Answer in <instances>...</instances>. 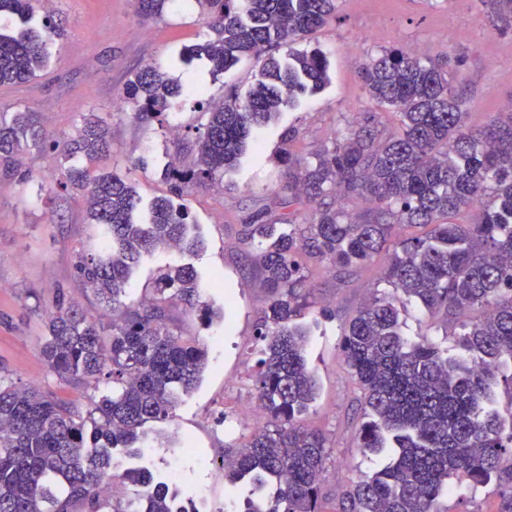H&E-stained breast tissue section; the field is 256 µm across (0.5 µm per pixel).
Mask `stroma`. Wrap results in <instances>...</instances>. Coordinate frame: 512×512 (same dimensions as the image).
Listing matches in <instances>:
<instances>
[{"label": "stroma", "instance_id": "stroma-1", "mask_svg": "<svg viewBox=\"0 0 512 512\" xmlns=\"http://www.w3.org/2000/svg\"><path fill=\"white\" fill-rule=\"evenodd\" d=\"M50 10L63 22L67 37L52 47L37 77L0 87V113L38 112L52 136L73 133L86 113L109 114L112 152L98 161V168L136 184L143 202L169 195L161 173L179 147L169 126L185 127L187 137H194L203 106L179 98L166 124L140 121L122 102L128 80L154 63L173 79L202 85L208 97L231 90L243 96L258 77V65L245 59L215 76L206 62H182V47L210 39L213 31L197 9L176 2L149 22L139 16L135 0H52ZM306 45L325 54L329 82L254 133L250 148L225 172L221 186L186 190L189 222L202 248L146 259L134 272L127 296L131 303L152 297L162 267L187 264L199 275L204 300L224 312L223 319L209 325L193 314L184 317V335L207 350L206 369L198 386L181 397L171 421L141 428L144 465L156 474L176 469L183 495L192 497L208 487L203 512H237L253 488L247 480L214 481L211 471L223 467L233 445L253 431L245 414L258 404L254 347L269 293L247 264V255L258 245L245 240L242 220L257 209L281 210L288 182V167L281 160L283 132L295 128L291 149L309 157L332 146L364 113H375L380 128L391 129L397 123L394 114L371 101L360 69L393 48L448 61L451 85L467 98L470 121L512 114L507 109L512 102V28L496 20L490 0H336L335 16ZM57 175L53 153L34 150L15 176L0 179V376L83 404L93 388L65 384L49 372L41 356L44 326L33 311L37 301L51 300L59 284L73 281L76 252L96 248L101 237L99 227L86 221L84 194L56 196ZM382 265V259H375L344 279L325 263L312 269L311 307L303 321L311 330L307 360L319 395L307 421L328 441L321 477L325 512H336L346 481L388 462L386 454L358 446L361 391L340 353L344 323L373 290L385 287ZM322 306L328 315L319 314ZM403 318L411 337L424 336L456 352L457 315L432 317L411 304ZM499 503L495 486L475 488L466 482L455 484L441 500L448 512H497Z\"/></svg>", "mask_w": 512, "mask_h": 512}]
</instances>
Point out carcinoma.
Listing matches in <instances>:
<instances>
[{"label":"carcinoma","mask_w":512,"mask_h":512,"mask_svg":"<svg viewBox=\"0 0 512 512\" xmlns=\"http://www.w3.org/2000/svg\"><path fill=\"white\" fill-rule=\"evenodd\" d=\"M170 2L136 0L146 18L162 15ZM196 3L215 37L185 47L184 55L205 57L220 74L250 58L259 79L245 98L228 94L207 107L191 144L195 163L185 166L177 155L164 172L172 197L191 184L223 183L254 126L328 82L320 50L289 45L326 24L336 0ZM3 14L26 24L35 16L33 0H0ZM62 36L47 15L34 30L0 32V86L35 78ZM447 75L436 60L383 51L361 79L372 100L397 111V128L381 130L376 116L365 115L311 161L292 153L295 131L286 130L288 203L316 205L315 219L297 224L292 212L271 218L264 210L244 219L246 238L275 237L254 262L269 293L253 375L269 426L237 445L224 467V477L251 475L258 489L275 482L271 500H248V512H320L326 438L304 423L318 381L307 366L309 329L296 322L310 307L308 264L328 262L344 278L383 251L382 281L392 292L374 294L355 311L340 349L362 393L359 447H389L392 458L342 492L339 512H447L440 499L462 480L495 485L498 512H512V408L503 417L495 393L502 385L512 395V115L468 124L466 99ZM201 93L149 65L128 81L123 103L151 121L167 116L173 99ZM32 147L56 154L58 190L87 192V218L102 238L97 250L76 253L75 277L109 314L106 323L91 316L60 284L50 307L36 305L44 317L41 354L61 380L108 391L82 410L32 385L0 382V512H172L168 486L146 470L115 472L113 450L132 447L145 423L170 420L206 367L204 346L183 335L175 308L216 315L201 300L194 267L165 268L149 302H123L144 257L198 247L187 236V206L162 196L148 221L133 219L141 203L135 185L88 166L112 149L109 123L95 112L58 137L27 108L0 114V176H13ZM350 198L370 204L359 220L342 206ZM469 209L477 210L472 223L450 221ZM278 224L288 231L274 235ZM400 294L431 314L481 310L479 320L460 323L468 357L408 337ZM470 357L482 368L470 367ZM118 481L136 487L123 503L112 498Z\"/></svg>","instance_id":"obj_1"}]
</instances>
